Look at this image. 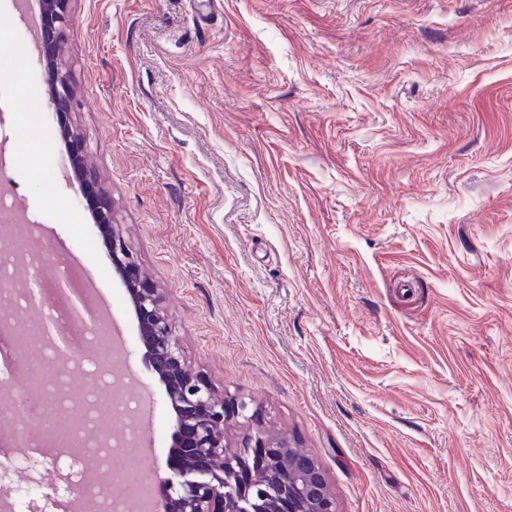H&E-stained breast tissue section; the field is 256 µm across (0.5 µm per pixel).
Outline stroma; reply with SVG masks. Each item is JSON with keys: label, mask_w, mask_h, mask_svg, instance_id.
Instances as JSON below:
<instances>
[{"label": "stroma", "mask_w": 512, "mask_h": 512, "mask_svg": "<svg viewBox=\"0 0 512 512\" xmlns=\"http://www.w3.org/2000/svg\"><path fill=\"white\" fill-rule=\"evenodd\" d=\"M89 167L189 368L260 408L337 512H512V0H72ZM0 82L12 194L50 260L99 231L45 62ZM56 184L46 195L40 176ZM164 463L174 414L104 244ZM68 459L0 469L61 512Z\"/></svg>", "instance_id": "obj_1"}]
</instances>
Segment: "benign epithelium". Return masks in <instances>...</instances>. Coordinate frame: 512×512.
I'll list each match as a JSON object with an SVG mask.
<instances>
[{
	"label": "benign epithelium",
	"instance_id": "benign-epithelium-1",
	"mask_svg": "<svg viewBox=\"0 0 512 512\" xmlns=\"http://www.w3.org/2000/svg\"><path fill=\"white\" fill-rule=\"evenodd\" d=\"M70 0H39L43 24L40 48L48 68L47 105L56 117H69L76 106L64 45L73 25ZM63 142L82 182L83 197L106 245L113 272L129 295L145 357L164 386L175 415L171 449L161 473H155L163 512H336L325 474L309 455L287 438L266 430L258 408L242 401L228 408L199 375L192 374L158 291L143 280L116 221L112 201L84 163V139L64 128ZM43 285L72 297V321L92 329L95 316L85 310L75 289L62 276L43 273ZM252 426L243 451L225 460L224 423L229 411ZM288 459L287 474L280 462Z\"/></svg>",
	"mask_w": 512,
	"mask_h": 512
}]
</instances>
